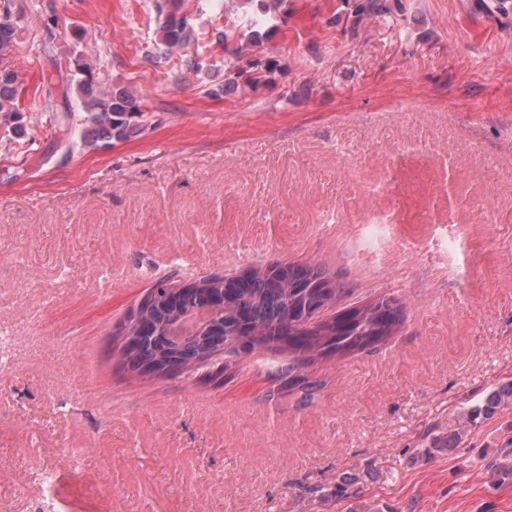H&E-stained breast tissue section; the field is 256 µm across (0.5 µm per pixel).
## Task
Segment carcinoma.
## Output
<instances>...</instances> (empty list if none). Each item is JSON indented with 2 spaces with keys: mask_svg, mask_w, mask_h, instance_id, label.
<instances>
[{
  "mask_svg": "<svg viewBox=\"0 0 512 512\" xmlns=\"http://www.w3.org/2000/svg\"><path fill=\"white\" fill-rule=\"evenodd\" d=\"M288 0H236L245 29L230 34L216 30L224 45V93L255 91L274 82L282 69L280 58L264 52L288 15ZM182 0H163L158 12L166 14L159 27L158 45L171 57L196 41L187 17L180 14ZM14 5L3 0L0 10V122L10 126L21 117L17 104L18 76L7 66L15 36ZM383 0H365L355 15L383 14ZM83 76H73L77 99L62 110L46 106L65 140L74 141L68 127L73 106L83 113L81 142L88 148L125 141L144 130L137 90L114 84L101 87L92 80L91 64L81 65ZM347 288L311 263L274 262L232 274L205 277L183 285L157 282L120 327L122 358L129 371L145 374L168 368L178 376L190 365L224 355V369L242 358L269 352V373L288 377V385L306 391L316 388L307 368L317 359H342L388 343L404 324L402 302L390 295L377 297L351 313L333 311ZM512 408V380L500 383L484 400L462 416L467 426L479 418L491 419Z\"/></svg>",
  "mask_w": 512,
  "mask_h": 512,
  "instance_id": "1",
  "label": "carcinoma"
}]
</instances>
